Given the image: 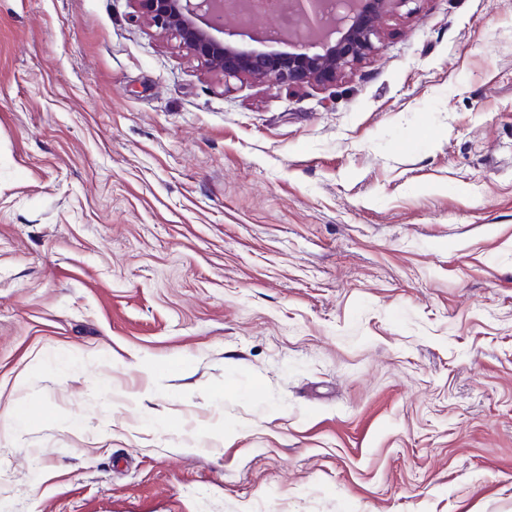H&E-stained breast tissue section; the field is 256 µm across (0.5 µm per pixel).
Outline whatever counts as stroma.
Masks as SVG:
<instances>
[{
  "mask_svg": "<svg viewBox=\"0 0 512 512\" xmlns=\"http://www.w3.org/2000/svg\"><path fill=\"white\" fill-rule=\"evenodd\" d=\"M0 512H512V0L300 87L0 0Z\"/></svg>",
  "mask_w": 512,
  "mask_h": 512,
  "instance_id": "1",
  "label": "stroma"
}]
</instances>
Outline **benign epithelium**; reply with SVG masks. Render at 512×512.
Here are the masks:
<instances>
[{
    "label": "benign epithelium",
    "mask_w": 512,
    "mask_h": 512,
    "mask_svg": "<svg viewBox=\"0 0 512 512\" xmlns=\"http://www.w3.org/2000/svg\"><path fill=\"white\" fill-rule=\"evenodd\" d=\"M141 19L178 40L185 54L226 81L252 79L270 86L336 82L376 49L379 20L392 0H340L333 14L323 0H289L298 33L271 30L253 36L243 22L249 0H133ZM258 42L257 48L242 41ZM286 44L291 51L273 48Z\"/></svg>",
    "instance_id": "obj_1"
}]
</instances>
